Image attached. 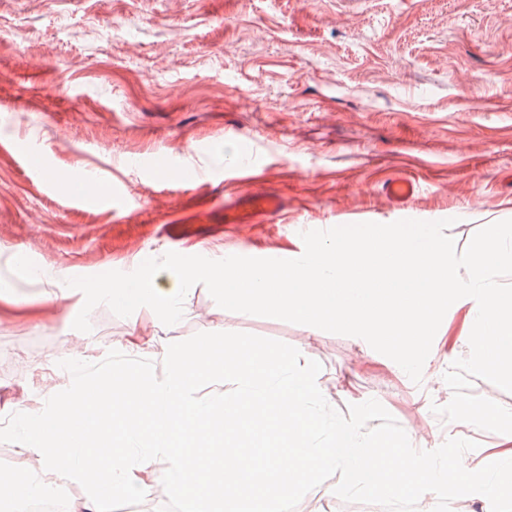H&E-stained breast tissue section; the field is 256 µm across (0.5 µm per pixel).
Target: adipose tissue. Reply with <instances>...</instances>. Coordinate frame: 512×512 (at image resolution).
<instances>
[{
  "mask_svg": "<svg viewBox=\"0 0 512 512\" xmlns=\"http://www.w3.org/2000/svg\"><path fill=\"white\" fill-rule=\"evenodd\" d=\"M511 271L512 234L487 237L459 260L439 228L426 224L416 232L340 234L297 262L199 261L84 292L171 323L187 311L190 284L217 278L225 305L241 312L271 310L351 336L365 352L362 370L405 380L439 355L456 368L464 348L470 369L512 386V287L499 278ZM164 363L159 382L131 359L47 392L39 414L13 426L38 471L1 480L0 500L17 502L69 478L88 487L71 512H107L112 498H143L160 484L190 512H282L336 470L345 493L395 501L417 494L447 503L448 512H512V434L476 450L446 443L426 431L419 405L403 439L369 425L361 397L348 416L325 415L318 373L302 346L215 336L170 345ZM218 376L236 391L196 398Z\"/></svg>",
  "mask_w": 512,
  "mask_h": 512,
  "instance_id": "adipose-tissue-1",
  "label": "adipose tissue"
}]
</instances>
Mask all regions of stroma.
I'll use <instances>...</instances> for the list:
<instances>
[{
    "instance_id": "stroma-1",
    "label": "stroma",
    "mask_w": 512,
    "mask_h": 512,
    "mask_svg": "<svg viewBox=\"0 0 512 512\" xmlns=\"http://www.w3.org/2000/svg\"><path fill=\"white\" fill-rule=\"evenodd\" d=\"M399 175L418 185L402 211L381 193ZM251 187L287 198L286 223H225V199ZM424 224L460 257L512 230V0H0L1 418L62 387L52 361L65 348L86 350L89 370L128 359L142 312L84 302L86 282L197 258L292 261L329 228ZM189 308L157 325L143 357L154 379L168 345L228 334L306 347L334 409L352 411L350 381L394 432L422 395L427 430L446 433L465 394L504 418L458 441L512 433V387L492 376L355 370L352 337L240 313L206 280ZM340 481L324 475L286 512H448L327 497Z\"/></svg>"
}]
</instances>
